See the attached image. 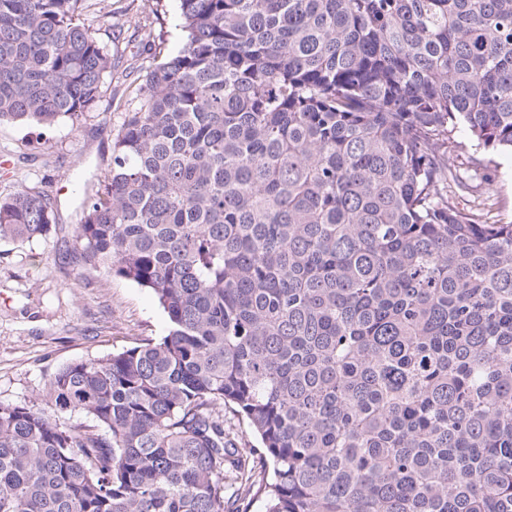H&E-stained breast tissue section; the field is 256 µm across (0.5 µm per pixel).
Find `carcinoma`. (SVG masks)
<instances>
[{
  "label": "carcinoma",
  "mask_w": 512,
  "mask_h": 512,
  "mask_svg": "<svg viewBox=\"0 0 512 512\" xmlns=\"http://www.w3.org/2000/svg\"><path fill=\"white\" fill-rule=\"evenodd\" d=\"M178 2L73 229L168 334L0 403V512H512V222L453 137L512 153V0ZM90 8L0 0V124L96 106ZM54 223L0 197V240Z\"/></svg>",
  "instance_id": "1"
}]
</instances>
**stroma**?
<instances>
[{
	"instance_id": "1",
	"label": "stroma",
	"mask_w": 512,
	"mask_h": 512,
	"mask_svg": "<svg viewBox=\"0 0 512 512\" xmlns=\"http://www.w3.org/2000/svg\"><path fill=\"white\" fill-rule=\"evenodd\" d=\"M150 23L152 45H142L139 22ZM95 26L112 55L103 94L79 124L0 125V197L37 186L52 197L57 226L31 240L0 241V402L28 404L55 414L49 381L62 366L117 353L167 332V318L148 289L73 257L72 226L85 194L107 175L113 140L134 89L154 60L176 52L185 34L177 0H96ZM469 153L456 166L470 186L466 200L492 192L497 219L512 221V157Z\"/></svg>"
}]
</instances>
